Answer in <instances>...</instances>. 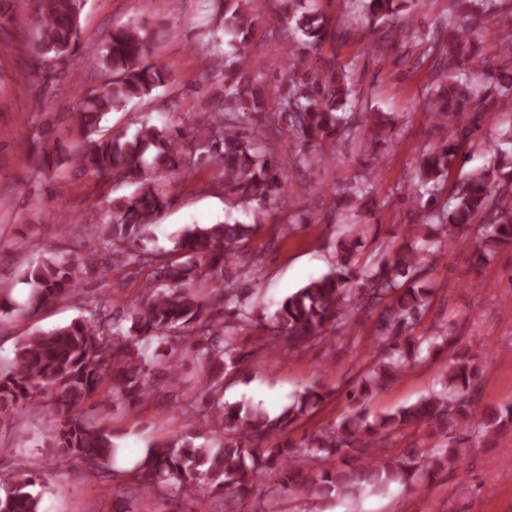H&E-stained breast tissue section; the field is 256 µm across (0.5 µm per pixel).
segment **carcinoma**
I'll use <instances>...</instances> for the list:
<instances>
[{"label": "carcinoma", "mask_w": 512, "mask_h": 512, "mask_svg": "<svg viewBox=\"0 0 512 512\" xmlns=\"http://www.w3.org/2000/svg\"><path fill=\"white\" fill-rule=\"evenodd\" d=\"M277 26L269 37L282 43V70L286 83L276 96L264 92L262 72L251 59L249 47L260 18L256 0H224L222 23L232 50L224 53V108L212 113L206 131L186 141L171 127L143 120L127 137L112 133L111 114L133 100H145L167 85L163 66L152 61L143 26L130 23L112 32L101 52L108 73L98 88L81 94L71 113L78 139L69 160L104 182L139 180L129 195L112 200V220L89 226L112 248V261L137 269L153 268L162 283H145L146 300L127 304L129 314L105 313V305L89 308V316L47 330H36L20 339L7 364L0 368V419L22 406H51L53 428L50 447L63 462H71L91 477L112 460L113 434L98 424L94 414L81 407L98 394L116 404L143 402L170 387L162 381L157 364L145 354L158 340L178 356L166 368L178 377L185 355L202 346L212 373L200 381L198 394L206 405L205 419L212 444H194L181 437L150 446L134 468L121 472L129 484L148 498L164 490L193 497L194 488L224 494V512L253 495L254 485L271 472H279L287 488L308 474L310 499L326 501L353 498L366 488L384 490L413 479L428 481L439 470L458 465L467 454V437L450 435L459 420L468 419L467 407L474 389V370L459 358L445 373L447 395H431L395 412L372 420L349 412L338 426L312 436L300 450L307 471L296 468L288 443L259 448L264 441L287 432L294 423L313 414L326 394L318 384L307 386L278 415L244 410L224 403V362L235 365V336L224 320H214L211 310L192 293L198 277H208L228 314L246 319L248 297L237 278L224 265L249 256L253 226L227 220L193 224L176 237L172 261L165 254L142 248L157 216L169 206L157 177L170 170L190 169L209 162L218 170L211 182L215 190L255 202L265 210L285 201L288 168L285 159H273L260 143L265 126L284 127L300 149L323 160L333 153L336 140L351 131L369 132L370 150L386 142L387 132L399 116L364 104L348 78L345 66L322 56L326 42L335 39L331 19L317 0H269ZM367 24L377 33L370 51L384 54L398 35L425 45L418 63L435 60L440 81L423 97V112L431 123L451 126L448 140L424 153L415 180L407 187L421 229L409 247L370 268L358 266L356 256L361 231L337 241L335 270L315 279L285 298L270 316L269 344L294 351L326 338L336 326L356 320L362 309H380L369 336L379 349V364L362 384L347 393L352 404L367 397L372 388L400 376L410 364L423 361V349L455 343L452 334L419 336L408 332L429 306L433 287L432 265L450 256L449 247L471 245L475 262L483 264L492 254L512 247V159L494 141L488 142L493 160L460 173L450 195L442 200L461 147L480 132L487 113L512 112V36L498 42L484 40L487 18L497 0H454L457 17L448 19L447 32L432 38L417 28L420 0H363ZM79 0H42L35 44V69L54 72L52 63L67 64L66 57L80 48ZM479 50L508 56V65L478 83L467 73ZM25 161L51 169L58 158L47 149L23 147ZM471 224L484 228L475 241L463 237ZM95 265L94 255L44 256L21 273L30 287L23 306L11 303L12 285L0 281V319L36 314L59 300L80 292L83 274ZM512 423L508 413L491 410L478 426L483 443L494 442L501 428ZM427 427L430 436L448 437V450L419 462L381 457L372 460L349 450L369 447L382 432L404 426ZM40 476L27 470L0 478V512H40L41 493L33 488Z\"/></svg>", "instance_id": "obj_1"}]
</instances>
